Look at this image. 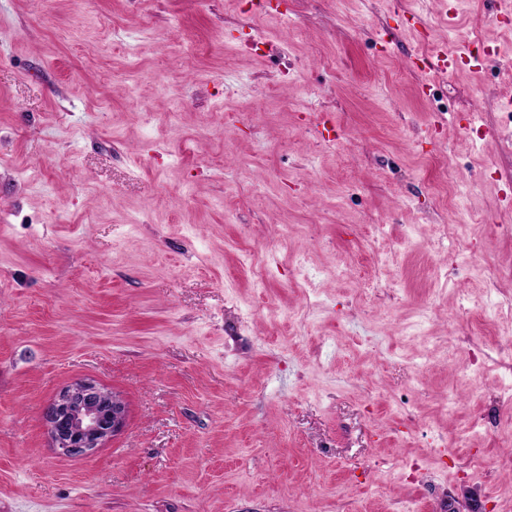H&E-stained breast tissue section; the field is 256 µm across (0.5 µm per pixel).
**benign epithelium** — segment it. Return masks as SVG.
<instances>
[{"label":"benign epithelium","mask_w":512,"mask_h":512,"mask_svg":"<svg viewBox=\"0 0 512 512\" xmlns=\"http://www.w3.org/2000/svg\"><path fill=\"white\" fill-rule=\"evenodd\" d=\"M55 446L63 453L88 456L125 424L122 398L92 381H78L63 389L45 413Z\"/></svg>","instance_id":"1"}]
</instances>
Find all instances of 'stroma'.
Listing matches in <instances>:
<instances>
[{"label":"stroma","instance_id":"obj_1","mask_svg":"<svg viewBox=\"0 0 512 512\" xmlns=\"http://www.w3.org/2000/svg\"><path fill=\"white\" fill-rule=\"evenodd\" d=\"M497 8L0 0V512H512ZM81 379L127 424L66 456ZM45 419L57 448L64 454L88 456L123 428L126 406L116 393L92 381H78L59 393Z\"/></svg>","mask_w":512,"mask_h":512}]
</instances>
